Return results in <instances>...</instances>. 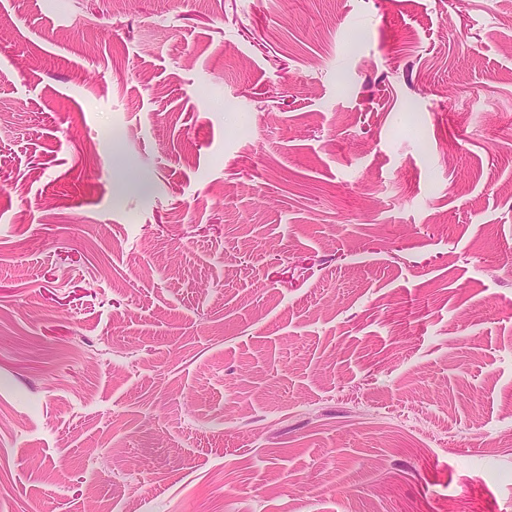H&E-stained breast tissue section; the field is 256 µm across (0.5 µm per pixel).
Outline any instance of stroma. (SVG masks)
<instances>
[{"label":"stroma","mask_w":512,"mask_h":512,"mask_svg":"<svg viewBox=\"0 0 512 512\" xmlns=\"http://www.w3.org/2000/svg\"><path fill=\"white\" fill-rule=\"evenodd\" d=\"M512 0H0V512H512Z\"/></svg>","instance_id":"35a3bbf8"}]
</instances>
